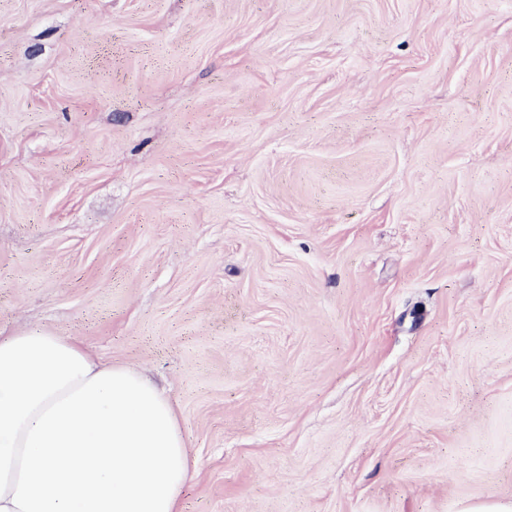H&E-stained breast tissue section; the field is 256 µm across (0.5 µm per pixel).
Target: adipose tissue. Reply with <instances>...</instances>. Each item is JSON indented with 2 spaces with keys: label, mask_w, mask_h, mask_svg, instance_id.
Listing matches in <instances>:
<instances>
[{
  "label": "adipose tissue",
  "mask_w": 512,
  "mask_h": 512,
  "mask_svg": "<svg viewBox=\"0 0 512 512\" xmlns=\"http://www.w3.org/2000/svg\"><path fill=\"white\" fill-rule=\"evenodd\" d=\"M171 402L141 372L41 330L0 336V512H182Z\"/></svg>",
  "instance_id": "1"
}]
</instances>
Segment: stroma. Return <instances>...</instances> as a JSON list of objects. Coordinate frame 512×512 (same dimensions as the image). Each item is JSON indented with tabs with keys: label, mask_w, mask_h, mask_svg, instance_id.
Instances as JSON below:
<instances>
[{
	"label": "stroma",
	"mask_w": 512,
	"mask_h": 512,
	"mask_svg": "<svg viewBox=\"0 0 512 512\" xmlns=\"http://www.w3.org/2000/svg\"><path fill=\"white\" fill-rule=\"evenodd\" d=\"M170 397L183 512L512 501V0H0V334Z\"/></svg>",
	"instance_id": "1"
}]
</instances>
